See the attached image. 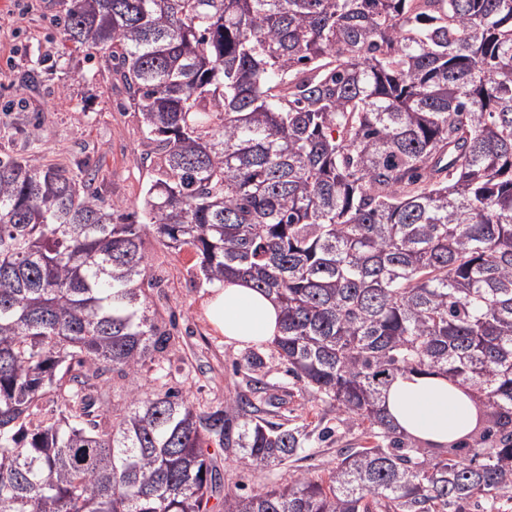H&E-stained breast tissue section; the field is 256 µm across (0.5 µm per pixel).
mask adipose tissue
Returning a JSON list of instances; mask_svg holds the SVG:
<instances>
[{"label": "adipose tissue", "mask_w": 512, "mask_h": 512, "mask_svg": "<svg viewBox=\"0 0 512 512\" xmlns=\"http://www.w3.org/2000/svg\"><path fill=\"white\" fill-rule=\"evenodd\" d=\"M205 310L225 342L238 347L271 343L280 330L279 305L242 278L211 288ZM383 406L404 434L442 445L458 438L471 419L468 396L448 378L437 375L397 376Z\"/></svg>", "instance_id": "1"}]
</instances>
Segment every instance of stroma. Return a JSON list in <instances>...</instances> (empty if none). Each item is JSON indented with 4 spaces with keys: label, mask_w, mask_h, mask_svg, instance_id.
Here are the masks:
<instances>
[{
    "label": "stroma",
    "mask_w": 512,
    "mask_h": 512,
    "mask_svg": "<svg viewBox=\"0 0 512 512\" xmlns=\"http://www.w3.org/2000/svg\"><path fill=\"white\" fill-rule=\"evenodd\" d=\"M69 0H0V157L42 158L69 169L85 164L106 201L139 203L155 174V145L141 128L126 89L107 54L75 50L56 21ZM37 127L38 143L25 131ZM156 288L149 301L173 321L176 338L168 357L170 385L195 404L218 406L244 390L247 378L235 369L243 348L225 343L207 320L203 301L209 286L199 280L192 249H168L146 237ZM270 391L281 403L270 418L285 426L306 424L310 458L266 473L242 469L235 454L213 447L209 453L224 476L247 493L258 494L296 470L326 473L338 449L358 442V429L335 413L311 407L284 365L273 364Z\"/></svg>",
    "instance_id": "obj_1"
}]
</instances>
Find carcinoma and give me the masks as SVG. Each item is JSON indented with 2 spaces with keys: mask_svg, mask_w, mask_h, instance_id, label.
<instances>
[{
  "mask_svg": "<svg viewBox=\"0 0 512 512\" xmlns=\"http://www.w3.org/2000/svg\"><path fill=\"white\" fill-rule=\"evenodd\" d=\"M107 51L156 175L137 210L0 158V512H212L208 448L270 472L306 426L260 416L270 360L361 428L324 475L224 493L222 512H465L512 491V0H71ZM202 280L281 307L249 388L201 407L154 378L174 336L143 236ZM448 377L472 420L399 432V374Z\"/></svg>",
  "mask_w": 512,
  "mask_h": 512,
  "instance_id": "1",
  "label": "carcinoma"
}]
</instances>
